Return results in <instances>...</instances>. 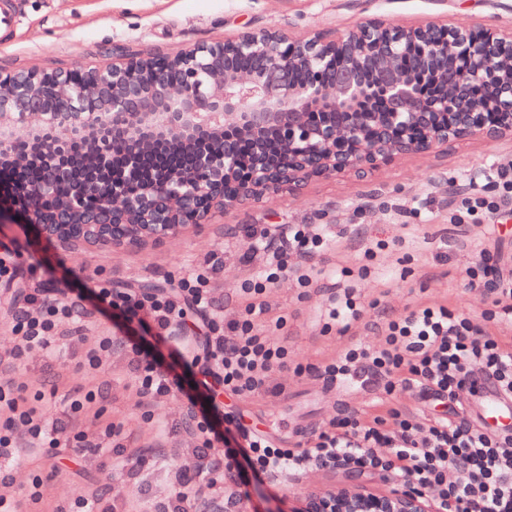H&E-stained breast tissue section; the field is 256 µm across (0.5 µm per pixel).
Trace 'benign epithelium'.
<instances>
[{"instance_id": "obj_1", "label": "benign epithelium", "mask_w": 512, "mask_h": 512, "mask_svg": "<svg viewBox=\"0 0 512 512\" xmlns=\"http://www.w3.org/2000/svg\"><path fill=\"white\" fill-rule=\"evenodd\" d=\"M20 130L50 166L0 206L1 224L19 215L61 244H161L312 179L511 135L512 28L372 19L331 39L254 30L163 58L122 54L104 70L0 74V158L13 165L26 157L14 152ZM288 512L440 509L409 489L356 486Z\"/></svg>"}]
</instances>
